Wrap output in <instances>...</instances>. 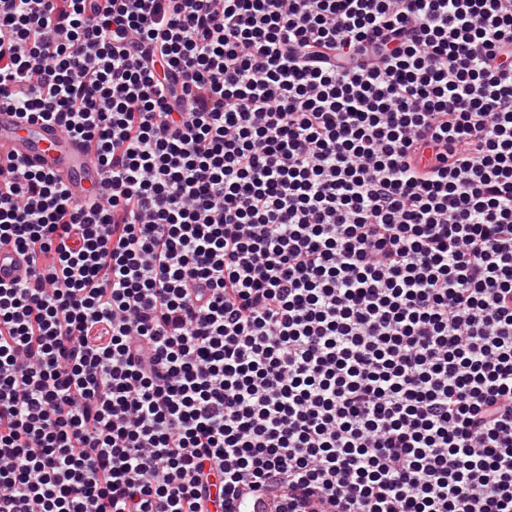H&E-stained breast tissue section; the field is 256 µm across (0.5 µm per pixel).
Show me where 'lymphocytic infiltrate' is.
Here are the masks:
<instances>
[{
    "instance_id": "obj_1",
    "label": "lymphocytic infiltrate",
    "mask_w": 512,
    "mask_h": 512,
    "mask_svg": "<svg viewBox=\"0 0 512 512\" xmlns=\"http://www.w3.org/2000/svg\"><path fill=\"white\" fill-rule=\"evenodd\" d=\"M0 512H512V0H0ZM13 159L61 178L76 201L102 188L88 142L68 137L54 123L20 122L15 112L0 108V165Z\"/></svg>"
}]
</instances>
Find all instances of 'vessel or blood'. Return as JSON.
<instances>
[{"label":"vessel or blood","mask_w":512,"mask_h":512,"mask_svg":"<svg viewBox=\"0 0 512 512\" xmlns=\"http://www.w3.org/2000/svg\"><path fill=\"white\" fill-rule=\"evenodd\" d=\"M13 159L61 178L77 201L102 187L87 142L68 137L57 124L23 123L15 112L0 108V165Z\"/></svg>","instance_id":"obj_1"}]
</instances>
